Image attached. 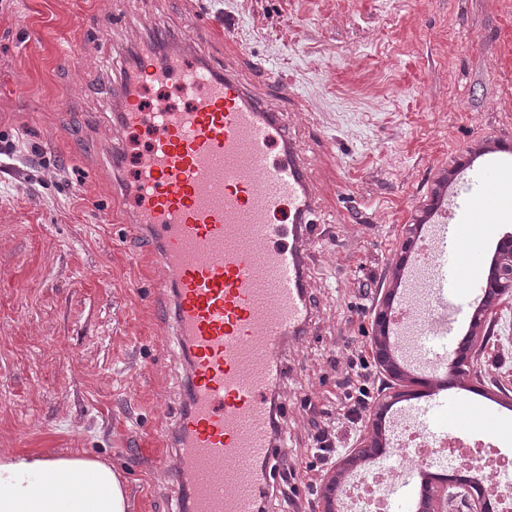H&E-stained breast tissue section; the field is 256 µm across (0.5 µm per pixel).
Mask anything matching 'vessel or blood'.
I'll return each instance as SVG.
<instances>
[{"mask_svg":"<svg viewBox=\"0 0 512 512\" xmlns=\"http://www.w3.org/2000/svg\"><path fill=\"white\" fill-rule=\"evenodd\" d=\"M233 44L197 18L186 23L184 50L143 55L115 96V129L131 136L155 132L137 158L134 199L127 218L151 242L153 291L171 307L170 350L187 368L190 399L166 431L162 463L174 489L189 493V512H258L288 454L273 430L271 401L281 376L280 353L311 318L301 258L318 227L289 236L318 208L319 183L297 154L267 89L287 96L261 62L253 84L238 66L215 68L217 40ZM176 86L187 99L175 111L143 108L149 84ZM472 161L448 171V183L429 205L420 234L425 252H410L393 285L416 359L439 386L415 420L442 441L463 430L500 432L512 419L446 388L448 360L490 276L489 254L474 245L480 224L512 223V153L502 139L482 140ZM394 512H410L411 482L389 490Z\"/></svg>","mask_w":512,"mask_h":512,"instance_id":"vessel-or-blood-1","label":"vessel or blood"}]
</instances>
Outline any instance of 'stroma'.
Instances as JSON below:
<instances>
[{"label":"stroma","mask_w":512,"mask_h":512,"mask_svg":"<svg viewBox=\"0 0 512 512\" xmlns=\"http://www.w3.org/2000/svg\"><path fill=\"white\" fill-rule=\"evenodd\" d=\"M192 14L232 20L241 51L306 107L286 121L315 160L322 237L304 265L311 320L276 390L292 458L311 462L319 430L354 408L338 437L358 446L385 381L360 356L407 227L476 141L512 139V112L497 109L512 94V0H0V135L40 146L0 168V452L108 461L130 512H176L152 458L188 397L162 343L148 245L100 219L112 202L132 208L112 99L155 26L178 35ZM99 23L106 38L87 33ZM458 385L512 405V302L478 329ZM326 471L295 476L265 512H320Z\"/></svg>","instance_id":"35a3bbf8"}]
</instances>
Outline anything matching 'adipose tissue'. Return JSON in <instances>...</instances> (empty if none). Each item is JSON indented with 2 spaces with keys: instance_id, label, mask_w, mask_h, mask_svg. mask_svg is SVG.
<instances>
[{
  "instance_id": "1",
  "label": "adipose tissue",
  "mask_w": 512,
  "mask_h": 512,
  "mask_svg": "<svg viewBox=\"0 0 512 512\" xmlns=\"http://www.w3.org/2000/svg\"><path fill=\"white\" fill-rule=\"evenodd\" d=\"M116 468L76 455L0 454V512H128Z\"/></svg>"
}]
</instances>
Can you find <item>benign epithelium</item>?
<instances>
[{"instance_id": "obj_1", "label": "benign epithelium", "mask_w": 512, "mask_h": 512, "mask_svg": "<svg viewBox=\"0 0 512 512\" xmlns=\"http://www.w3.org/2000/svg\"><path fill=\"white\" fill-rule=\"evenodd\" d=\"M497 254L500 265L484 287L485 297L471 320L472 329L481 327L489 319V314L502 302L512 299V236L501 238L497 243ZM386 296L382 305L374 312V336H372L373 358L380 373L390 378L386 383L388 392L378 395L375 401L371 428L361 443L349 452L338 457L333 468L325 475L320 485V498L323 501L322 512H336V502L340 496L337 484L338 475L346 470L361 472L363 465L377 459L385 451L379 442L380 417L385 410L405 396L399 390L400 383L407 380L392 361L389 347L390 315L389 302ZM475 337L468 336L460 345L448 364V375L456 379L463 371L468 352L474 346ZM445 487L440 490L427 489L418 499L416 512H451L453 503L462 500L468 512H496V506L484 496L483 489L469 479L459 477L444 478Z\"/></svg>"}]
</instances>
